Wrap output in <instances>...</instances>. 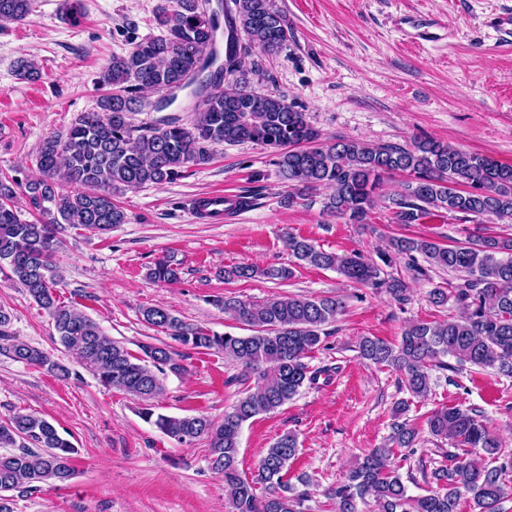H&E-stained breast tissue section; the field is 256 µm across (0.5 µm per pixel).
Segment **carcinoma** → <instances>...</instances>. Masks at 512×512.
<instances>
[{
	"instance_id": "cac0c4a2",
	"label": "carcinoma",
	"mask_w": 512,
	"mask_h": 512,
	"mask_svg": "<svg viewBox=\"0 0 512 512\" xmlns=\"http://www.w3.org/2000/svg\"><path fill=\"white\" fill-rule=\"evenodd\" d=\"M225 9L226 28L244 34L224 53V66L209 73L205 56L211 52L219 20L198 10V0H161L155 21L160 34L114 54L102 68L98 84L103 93L96 107L81 112L64 135L50 136L36 157L40 176L21 181L0 176V275L23 288L53 320L57 343L75 353L83 368L101 385L141 402L140 417L179 444L205 436L210 465L223 474L232 512H300L304 493L284 477L298 452L291 432L280 435L259 461L252 478L238 468L240 436L245 423L288 404L305 386L317 384L322 370L305 359L322 347L325 326L346 308L339 296L285 295L260 301L235 296L213 303L246 330L243 335L209 333L155 305L141 310L142 320L160 328L180 344L173 349L150 342L132 354L108 336L91 318L60 301V274L55 261L64 225H77L103 235L126 223L114 196L145 185L170 183L192 166L213 159L214 147L249 143L274 156L279 177L288 184L285 202L330 190L324 210L348 224H366L381 197L385 179L406 177L403 187L388 196V209L398 224H417L435 211L461 221L483 216L512 219V164L472 153L434 138H419L408 146L338 139L321 143V133L305 110L276 93L250 86L242 61L259 50L279 55L294 37L288 16L276 0H232ZM32 12V0H0V23H22ZM19 76L41 78L38 65L22 59ZM195 73L198 89L188 107L191 120L167 118L143 129L133 115L146 107L140 91L162 97L151 104L157 112L171 106L166 92ZM43 218H21L18 195ZM283 242L294 258L292 266L261 267L238 264L224 269L227 281L262 277L284 282L294 267L333 269L357 287L384 292L399 305L410 300L406 279L384 271L391 255L408 259L411 278L429 277L438 269L453 272L458 282L434 288L433 306L452 300L459 312L443 320H412L400 340L390 343L364 336L358 356L376 365L393 367L414 396L431 390L432 370L456 372L469 365L512 376V237L475 235L467 242L443 245L428 238L397 237L379 251L381 263L360 252L339 255L312 240L283 231ZM423 262H418V259ZM147 277L161 285L180 280L176 263L155 261ZM11 315L0 308V348L17 362L46 369L67 378L70 370L43 350L20 341L10 331ZM217 349L224 359L241 367L242 396L216 425L205 416H173L158 412L155 399L165 390L170 372L185 371L190 350ZM427 432L463 452L450 464L422 479L426 493L408 494L406 477L392 463L395 452H408L421 430L406 420H394L387 443L372 449L332 489L336 512H359V504L373 501L378 512H500L512 490L505 476L512 471V455L486 423L482 412L460 406L434 410ZM0 512H14L13 492L38 488L48 481L64 483L75 473L74 447L49 420L18 412L0 424ZM264 486L257 493L256 485Z\"/></svg>"
}]
</instances>
